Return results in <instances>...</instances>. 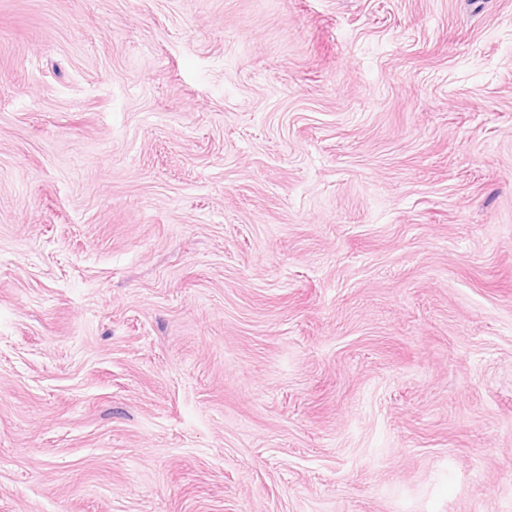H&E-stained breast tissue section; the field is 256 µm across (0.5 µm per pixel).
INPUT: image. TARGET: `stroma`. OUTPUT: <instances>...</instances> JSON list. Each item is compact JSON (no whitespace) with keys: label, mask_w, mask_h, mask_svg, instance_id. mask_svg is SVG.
<instances>
[{"label":"stroma","mask_w":512,"mask_h":512,"mask_svg":"<svg viewBox=\"0 0 512 512\" xmlns=\"http://www.w3.org/2000/svg\"><path fill=\"white\" fill-rule=\"evenodd\" d=\"M0 512H512V0H0Z\"/></svg>","instance_id":"1"}]
</instances>
